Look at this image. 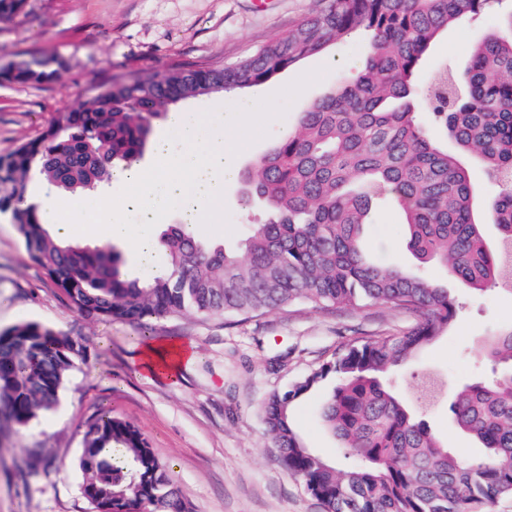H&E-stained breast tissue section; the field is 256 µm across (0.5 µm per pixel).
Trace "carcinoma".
I'll return each instance as SVG.
<instances>
[{"mask_svg": "<svg viewBox=\"0 0 512 512\" xmlns=\"http://www.w3.org/2000/svg\"><path fill=\"white\" fill-rule=\"evenodd\" d=\"M25 2L0 0V22L13 20ZM504 2L321 0L310 18L234 65L101 84L91 100L59 112L39 137L0 156V213L10 215L30 259L82 316L148 331L183 312L221 318L297 304L416 314L412 328L350 344L271 394L262 405L267 433L325 512H491L497 498L512 496V330L484 343L491 376L464 385L449 406L453 423L480 443L476 457L464 459L439 441L387 375L457 315L447 286L425 268L437 264L483 293L512 285V7ZM492 10L499 28L473 47L463 78L441 70L423 94L451 144L442 147L424 130L411 78L442 30ZM359 30L371 34L363 68L315 101L248 171L246 199L268 218L247 225L241 251L170 224L161 236L166 266L131 279L112 245L60 240L29 202L32 171L55 193L98 192L137 165L151 120L169 106L264 84ZM59 78L44 62L0 72L17 83ZM464 157L492 183L485 214L499 232L493 244L476 218ZM389 206L403 215L418 272L366 251L364 225ZM85 352L82 337L37 322L1 332L0 413L26 426L49 412ZM328 382L319 422L358 460L350 469L312 452L292 424L296 403ZM79 469L94 512H189L143 434L107 412L88 424Z\"/></svg>", "mask_w": 512, "mask_h": 512, "instance_id": "1", "label": "carcinoma"}]
</instances>
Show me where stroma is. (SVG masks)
<instances>
[{"instance_id": "stroma-1", "label": "stroma", "mask_w": 512, "mask_h": 512, "mask_svg": "<svg viewBox=\"0 0 512 512\" xmlns=\"http://www.w3.org/2000/svg\"><path fill=\"white\" fill-rule=\"evenodd\" d=\"M316 7L317 0H267L262 6L256 0H27L22 14L0 23V61L55 56L62 77L50 84L0 81V155L35 139L57 112L89 100L101 83L172 68L233 65ZM497 24V14L488 13L442 33L416 77L419 90H426L437 67L463 71L472 47ZM368 45V36L358 34L302 61V69L323 70V77L284 118L269 123L265 137L237 155L238 176L224 185L232 230L201 229L199 240L235 248L248 224L266 220L263 207L244 209L240 173L295 127L310 103L354 75ZM363 237L384 262L409 258L396 212L376 214ZM449 288L459 305L455 320L391 382L412 404L413 376H439L442 390L422 415L449 448L470 458L477 444L449 421L448 405L459 387L488 374L481 344L512 329V295L478 297L454 282ZM23 322L81 336L87 351L53 410L24 428L0 415V512H92L77 458L87 423L102 412L141 430L191 512H324L280 462L261 406L349 344L400 333L416 317L379 305L299 306L247 319L188 312L157 320L146 332L120 320L88 319L68 308L28 257L9 216L0 213V332ZM170 345L186 348L187 357L164 369L148 368L147 347ZM323 398L317 391L296 405L293 424L326 462L353 465L316 420Z\"/></svg>"}]
</instances>
